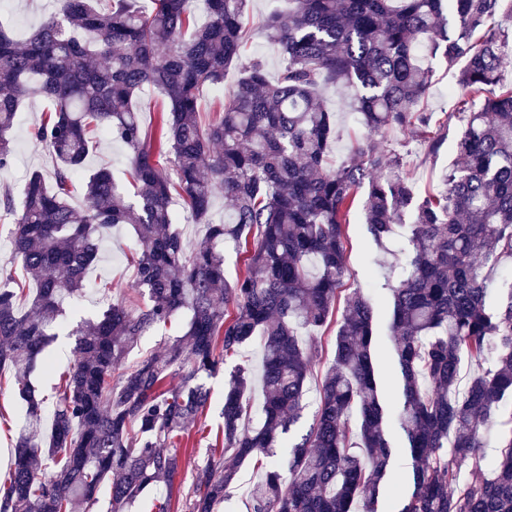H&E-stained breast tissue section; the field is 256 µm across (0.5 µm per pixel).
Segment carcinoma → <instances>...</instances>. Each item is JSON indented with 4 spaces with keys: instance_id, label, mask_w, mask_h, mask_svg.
<instances>
[{
    "instance_id": "carcinoma-1",
    "label": "carcinoma",
    "mask_w": 512,
    "mask_h": 512,
    "mask_svg": "<svg viewBox=\"0 0 512 512\" xmlns=\"http://www.w3.org/2000/svg\"><path fill=\"white\" fill-rule=\"evenodd\" d=\"M258 23L279 47L275 81L259 58L240 63L247 0H205L208 21L188 32L189 0H60L59 9L22 42L0 27V169L14 153L16 112L29 98L52 110L34 131L55 159L52 183L38 171L15 202L12 253L24 284L0 288V369H13L28 423L43 420L46 399L30 384L38 355L62 327V300L82 290L104 233L128 224L136 234V289L144 306L112 304L69 332L76 363L51 402L44 440L20 433L0 512H81L109 485L110 512H127L149 491L171 512L180 469L177 445L210 403L203 381L255 342L261 348L262 420L252 424L247 396L255 376L229 374L221 415L224 448L260 470L249 512H378L381 482L399 447L412 461L397 512H512V415L490 471L485 439L512 394V299L494 306L480 270L512 258V84L501 82L509 33L495 16L512 0H284ZM462 63L457 74L468 111L455 140L462 164L442 189L417 196L402 155L383 139L399 129L437 153L449 124H432L433 85L423 57ZM237 83L215 118L199 114V93ZM167 101L158 135L147 133L134 99L147 87ZM326 86L352 88L365 140L328 158L333 114L319 101ZM106 133L130 153L134 199L111 169L87 168ZM173 164L168 172L155 156ZM85 178L84 206L69 199ZM230 208L210 222L217 192ZM182 197L204 239L188 253L174 228ZM381 247L404 231L408 258L389 286V329L402 381L396 413L375 377V305L345 298L323 374L316 418L293 442L311 367L322 357L309 333L336 314L347 274L344 224L356 205ZM242 255L245 273L224 279V250ZM184 332L131 366L141 337L182 311ZM284 448L288 477L277 449ZM469 469L472 478L458 484ZM237 480L221 460L198 469L191 512H217Z\"/></svg>"
}]
</instances>
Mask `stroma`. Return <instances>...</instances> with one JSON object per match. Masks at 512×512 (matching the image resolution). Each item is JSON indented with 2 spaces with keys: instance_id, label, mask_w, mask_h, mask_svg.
<instances>
[{
  "instance_id": "stroma-1",
  "label": "stroma",
  "mask_w": 512,
  "mask_h": 512,
  "mask_svg": "<svg viewBox=\"0 0 512 512\" xmlns=\"http://www.w3.org/2000/svg\"><path fill=\"white\" fill-rule=\"evenodd\" d=\"M54 9L55 0H0V26L21 41L31 29L48 18ZM431 66L433 86L426 109L432 112L434 121L442 122L453 111L458 94L455 72L440 60L432 61ZM322 97L325 107L335 115L336 137L332 143V156L339 160L346 155L353 141L362 138L364 129L353 108L354 97L350 91L326 88L322 91ZM47 108L46 101L31 98L24 102L17 113L14 126L16 144L12 162L7 168L0 170V186H8L14 194H21L32 171H40L47 178L52 175L54 159L33 136L34 129ZM388 137L392 141L403 143L407 166L417 191L421 193L438 187L441 168L447 167L456 158L454 142L450 139L445 141L436 156L431 157L427 154L426 145L412 138L409 133L393 130ZM135 247L134 235L125 226L113 229L105 238L101 258L90 271L86 288L64 301L69 326H76L81 319L96 315L111 303H120L131 309L141 305L142 300L134 289L136 270L129 261ZM345 253L349 269L345 279L346 291L362 289L381 306L377 324V368L382 379L384 402L393 407L401 401V386L392 337L387 328L388 311L384 304L389 294L385 284L387 280L393 279L394 274L388 266L382 264V253L370 241L361 213L357 210L351 212L345 226ZM317 336L323 346V357L306 383L304 409L294 429L298 435L304 434L314 421L320 378L333 359L335 325L322 327ZM73 346L72 337H58L39 358L31 382L42 396L52 395L59 373L74 366ZM245 361L257 363V348H249L243 356L227 359L223 368L207 381L212 393L211 404L178 444L181 467L174 485L181 492L191 491L198 467L205 465L213 448L222 443L220 434L223 420L220 411L224 401V382L234 367ZM24 424L25 408L17 398L13 383L8 381L0 384V477L7 475L9 471L10 449Z\"/></svg>"
}]
</instances>
